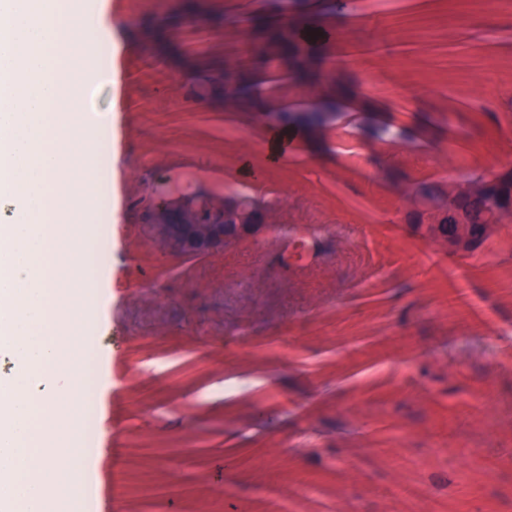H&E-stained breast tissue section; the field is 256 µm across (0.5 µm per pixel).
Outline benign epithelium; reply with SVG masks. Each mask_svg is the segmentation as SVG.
Wrapping results in <instances>:
<instances>
[{
	"mask_svg": "<svg viewBox=\"0 0 512 512\" xmlns=\"http://www.w3.org/2000/svg\"><path fill=\"white\" fill-rule=\"evenodd\" d=\"M490 190L497 205L488 211L489 222L512 220V170L506 169L489 180L450 181L438 195L426 200L412 192L410 211L421 215L414 225L437 250L451 255L474 253L480 249L472 235L471 219L463 210L448 204V197L465 195L479 198ZM144 223L154 227L155 237L176 257H205L224 252L228 247L248 241L273 223L269 210L258 218L241 212L230 195L197 192L177 194L149 204Z\"/></svg>",
	"mask_w": 512,
	"mask_h": 512,
	"instance_id": "obj_1",
	"label": "benign epithelium"
}]
</instances>
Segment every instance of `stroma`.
<instances>
[{
    "label": "stroma",
    "instance_id": "1",
    "mask_svg": "<svg viewBox=\"0 0 512 512\" xmlns=\"http://www.w3.org/2000/svg\"><path fill=\"white\" fill-rule=\"evenodd\" d=\"M115 25L97 163L108 249L92 352L96 495L83 512H512V222L477 252L410 225L422 182L512 167V7L503 0H90ZM287 14L317 82L245 32ZM258 95L202 100L196 66ZM343 89L337 117L271 161L268 113ZM241 194L257 239L168 254L144 208ZM147 476L155 498L121 491Z\"/></svg>",
    "mask_w": 512,
    "mask_h": 512
}]
</instances>
